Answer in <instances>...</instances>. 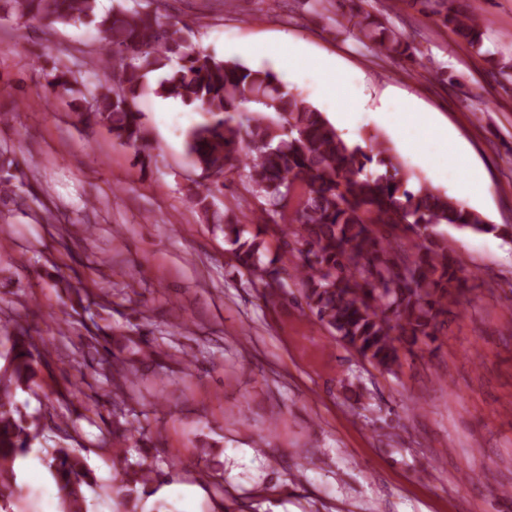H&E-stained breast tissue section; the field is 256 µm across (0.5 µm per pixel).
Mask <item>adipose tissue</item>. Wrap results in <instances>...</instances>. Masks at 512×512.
<instances>
[{"label": "adipose tissue", "mask_w": 512, "mask_h": 512, "mask_svg": "<svg viewBox=\"0 0 512 512\" xmlns=\"http://www.w3.org/2000/svg\"><path fill=\"white\" fill-rule=\"evenodd\" d=\"M267 49L281 56L289 68L315 72L327 88V105L341 114L349 111V87L331 59L310 56L302 47L284 42L268 47L261 43H247L241 47L242 52L248 55ZM386 119L406 136L408 146H418L425 139L448 155L452 162L451 173L459 179L465 194L476 195L486 190L482 173L463 160L448 131L439 126L430 113L414 111L409 103L404 102L399 107L387 109Z\"/></svg>", "instance_id": "adipose-tissue-1"}]
</instances>
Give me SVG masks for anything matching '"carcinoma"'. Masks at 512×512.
Listing matches in <instances>:
<instances>
[{
  "instance_id": "cac0c4a2",
  "label": "carcinoma",
  "mask_w": 512,
  "mask_h": 512,
  "mask_svg": "<svg viewBox=\"0 0 512 512\" xmlns=\"http://www.w3.org/2000/svg\"><path fill=\"white\" fill-rule=\"evenodd\" d=\"M7 14L27 24L95 23L105 33L109 54L89 62L108 70L112 85L70 82L72 70L53 64L46 72L47 90L70 97L76 112H88L112 137L133 150L145 147L146 130L136 100L148 87L149 74L164 70L154 93L181 100L207 112L211 120L188 134L187 148L205 182L196 206L211 224L224 225V239L238 266L271 289L280 280L260 233H252L227 210L215 207L224 176L237 172L257 199L250 223L274 224L283 244L295 245L299 263L294 279L301 298L318 321L370 364L392 370L399 344L430 339L448 301L467 280L462 264L448 250L441 225L512 238V225L490 224L479 212L427 184L410 185L411 177L394 162L392 149L376 135L365 145L347 141L323 113L288 90L270 71L251 70L235 61L208 55L191 42L189 28L162 21L158 10L118 4L104 15L98 0H3ZM352 4L350 21L356 37L388 53L416 50L405 34L379 19L361 15ZM486 54L482 20L462 0H410ZM254 107L247 113L246 105ZM399 228L417 241V252L379 235L374 226ZM7 379L0 378V500L12 496L14 464L40 436L39 419L15 406L16 390L30 389L42 365L28 328L16 325L11 335ZM115 458L122 464L125 497L167 476L158 465L125 456L132 428L112 432ZM48 468L61 493L62 512H85L86 489L94 478L75 448H54Z\"/></svg>"
}]
</instances>
